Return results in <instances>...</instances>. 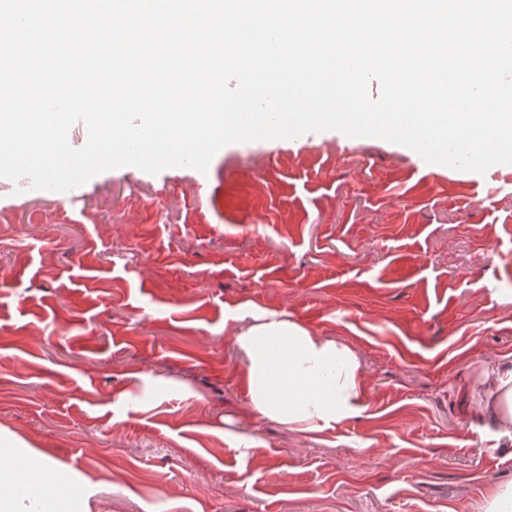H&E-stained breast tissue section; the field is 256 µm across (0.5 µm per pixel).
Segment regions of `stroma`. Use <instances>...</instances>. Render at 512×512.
I'll use <instances>...</instances> for the list:
<instances>
[{
    "label": "stroma",
    "instance_id": "obj_1",
    "mask_svg": "<svg viewBox=\"0 0 512 512\" xmlns=\"http://www.w3.org/2000/svg\"><path fill=\"white\" fill-rule=\"evenodd\" d=\"M10 184L0 426L97 476L90 512H484L512 482V441L476 430L512 362V164L329 130L49 201ZM244 311L353 350L362 411L319 432L257 416ZM143 376L162 392L137 397Z\"/></svg>",
    "mask_w": 512,
    "mask_h": 512
}]
</instances>
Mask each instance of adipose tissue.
Returning <instances> with one entry per match:
<instances>
[{"label":"adipose tissue","mask_w":512,"mask_h":512,"mask_svg":"<svg viewBox=\"0 0 512 512\" xmlns=\"http://www.w3.org/2000/svg\"><path fill=\"white\" fill-rule=\"evenodd\" d=\"M247 360L245 389L262 417L301 431L331 428L362 409L364 383L355 353L285 312L253 314L236 333ZM482 429L498 440L512 431V363L486 389ZM101 482L0 429V512H89Z\"/></svg>","instance_id":"ef3b65f1"}]
</instances>
